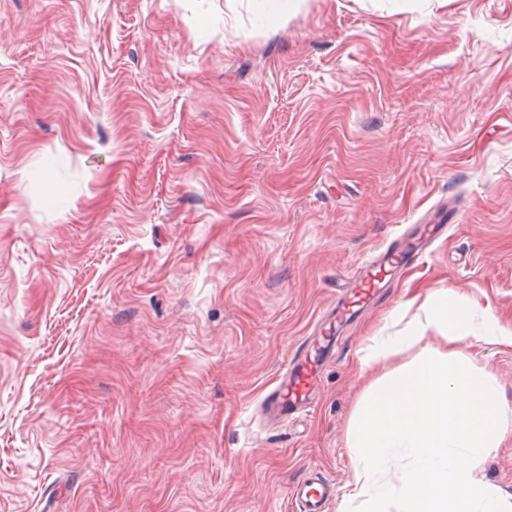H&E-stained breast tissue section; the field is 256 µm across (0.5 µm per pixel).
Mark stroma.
Listing matches in <instances>:
<instances>
[{"instance_id": "35a3bbf8", "label": "stroma", "mask_w": 512, "mask_h": 512, "mask_svg": "<svg viewBox=\"0 0 512 512\" xmlns=\"http://www.w3.org/2000/svg\"><path fill=\"white\" fill-rule=\"evenodd\" d=\"M441 288L512 327V0H0V512H295L314 464L337 512L358 360ZM466 352L512 401V347ZM410 256L419 258L423 256V252L416 248L405 231L396 236L376 259L361 266L355 272L350 289L345 293L340 291L337 294L331 314L335 312L334 317H337L340 322L348 320L374 298L377 289L383 288L381 284L386 277L405 257ZM325 347L323 339L309 336L305 346L289 362L279 384L264 398V411L274 423L307 412L321 380L322 365L318 364L317 349Z\"/></svg>"}]
</instances>
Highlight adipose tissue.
Masks as SVG:
<instances>
[{
	"mask_svg": "<svg viewBox=\"0 0 512 512\" xmlns=\"http://www.w3.org/2000/svg\"><path fill=\"white\" fill-rule=\"evenodd\" d=\"M401 308L413 315L408 332L377 343L360 360L369 381L347 432L358 465L338 512H349L356 500L367 512H383L374 474L402 449L414 465L398 490L400 512H512V502L477 476L483 460L512 435V404L464 351L478 337L464 295L437 290ZM415 342L422 349L412 361L371 377L378 356L397 355Z\"/></svg>",
	"mask_w": 512,
	"mask_h": 512,
	"instance_id": "ef3b65f1",
	"label": "adipose tissue"
}]
</instances>
